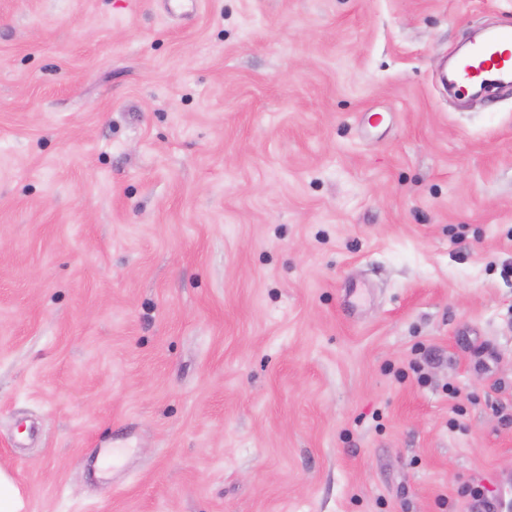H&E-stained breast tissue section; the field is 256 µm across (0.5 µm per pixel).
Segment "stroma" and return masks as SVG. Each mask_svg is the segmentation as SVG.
I'll return each instance as SVG.
<instances>
[{
	"label": "stroma",
	"instance_id": "obj_1",
	"mask_svg": "<svg viewBox=\"0 0 512 512\" xmlns=\"http://www.w3.org/2000/svg\"><path fill=\"white\" fill-rule=\"evenodd\" d=\"M512 0H0V468L27 512H469L512 476ZM512 30L501 29L474 44L470 59L456 70L461 90L469 84L490 76L512 73ZM456 83V84H457Z\"/></svg>",
	"mask_w": 512,
	"mask_h": 512
}]
</instances>
